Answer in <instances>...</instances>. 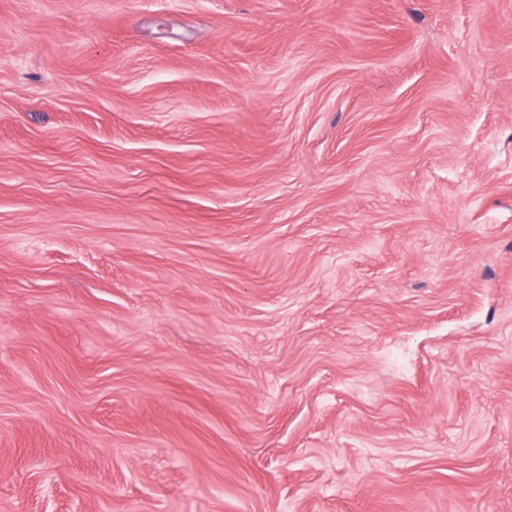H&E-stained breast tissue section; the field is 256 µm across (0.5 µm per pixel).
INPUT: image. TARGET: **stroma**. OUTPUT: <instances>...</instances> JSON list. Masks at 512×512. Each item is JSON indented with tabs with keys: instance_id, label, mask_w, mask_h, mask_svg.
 <instances>
[{
	"instance_id": "35a3bbf8",
	"label": "stroma",
	"mask_w": 512,
	"mask_h": 512,
	"mask_svg": "<svg viewBox=\"0 0 512 512\" xmlns=\"http://www.w3.org/2000/svg\"><path fill=\"white\" fill-rule=\"evenodd\" d=\"M0 512H512V0H0Z\"/></svg>"
}]
</instances>
